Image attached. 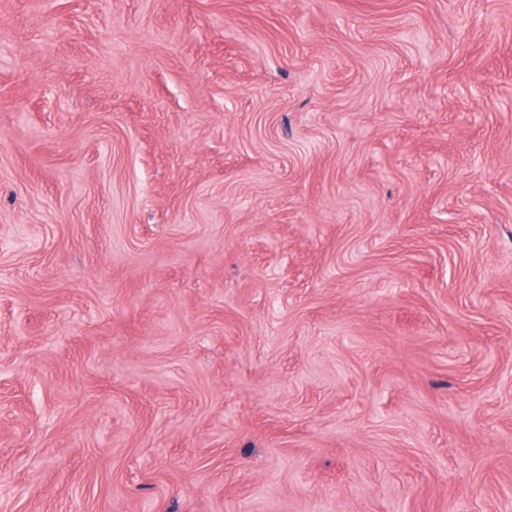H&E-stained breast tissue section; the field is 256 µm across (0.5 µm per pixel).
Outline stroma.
<instances>
[{"mask_svg": "<svg viewBox=\"0 0 512 512\" xmlns=\"http://www.w3.org/2000/svg\"><path fill=\"white\" fill-rule=\"evenodd\" d=\"M0 0V512H512V0Z\"/></svg>", "mask_w": 512, "mask_h": 512, "instance_id": "obj_1", "label": "stroma"}]
</instances>
